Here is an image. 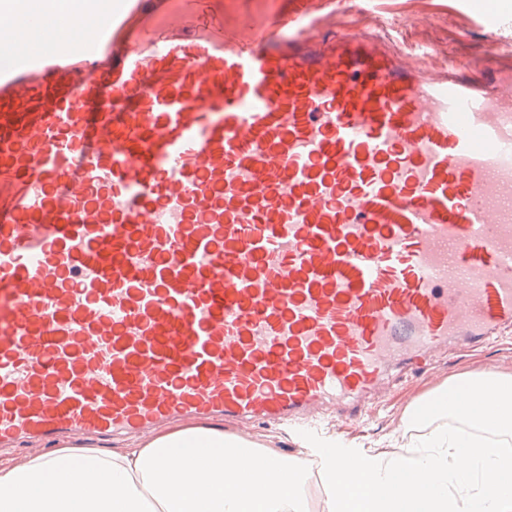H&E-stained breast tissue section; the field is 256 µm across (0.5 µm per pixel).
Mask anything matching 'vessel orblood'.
Returning <instances> with one entry per match:
<instances>
[{
    "label": "vessel or blood",
    "mask_w": 512,
    "mask_h": 512,
    "mask_svg": "<svg viewBox=\"0 0 512 512\" xmlns=\"http://www.w3.org/2000/svg\"><path fill=\"white\" fill-rule=\"evenodd\" d=\"M0 0V447L356 423L512 335V64L234 38L224 0ZM64 31L60 41L50 32Z\"/></svg>",
    "instance_id": "obj_1"
}]
</instances>
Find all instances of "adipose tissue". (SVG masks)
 <instances>
[{"mask_svg":"<svg viewBox=\"0 0 512 512\" xmlns=\"http://www.w3.org/2000/svg\"><path fill=\"white\" fill-rule=\"evenodd\" d=\"M300 469L192 427L113 453L67 447L0 461V512H300Z\"/></svg>","mask_w":512,"mask_h":512,"instance_id":"obj_1","label":"adipose tissue"}]
</instances>
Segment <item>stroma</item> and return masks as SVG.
<instances>
[{
	"instance_id": "1",
	"label": "stroma",
	"mask_w": 512,
	"mask_h": 512,
	"mask_svg": "<svg viewBox=\"0 0 512 512\" xmlns=\"http://www.w3.org/2000/svg\"><path fill=\"white\" fill-rule=\"evenodd\" d=\"M287 7L288 0H224V18L227 27L234 29L242 17L270 22ZM320 13L358 21L370 32H385L396 51L426 49L424 63L433 74L452 61L478 67L491 53L512 56V0H328ZM497 374L512 375V337L403 378L369 417L355 425L337 426L336 431L364 452L400 451L413 432L409 416L423 401L433 399L448 382ZM224 436L299 461L308 472L302 494L304 512H323L328 494L323 471L292 431L262 424L246 435L228 427Z\"/></svg>"
}]
</instances>
